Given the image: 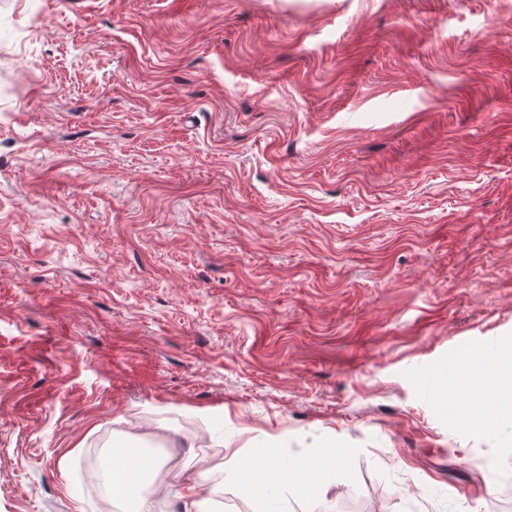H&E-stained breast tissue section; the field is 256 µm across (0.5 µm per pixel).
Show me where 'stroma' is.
Instances as JSON below:
<instances>
[{
	"label": "stroma",
	"instance_id": "stroma-1",
	"mask_svg": "<svg viewBox=\"0 0 512 512\" xmlns=\"http://www.w3.org/2000/svg\"><path fill=\"white\" fill-rule=\"evenodd\" d=\"M510 354L512 0H0V512H494ZM481 386L493 391L497 401L502 403L505 411L501 418L511 420L512 416V367L506 366L496 358L486 359L482 366ZM255 471L261 483L269 489L276 491L279 496H286L288 491L297 489L298 485L304 486L307 493L311 495L322 494L324 488L307 479L296 480L300 474L305 475L318 467L316 462L311 461L297 467H290L274 459H256L249 464ZM301 488V487H300ZM208 480L209 471L202 470L181 482L184 488L181 495L183 512H204L201 510L209 490Z\"/></svg>",
	"mask_w": 512,
	"mask_h": 512
}]
</instances>
